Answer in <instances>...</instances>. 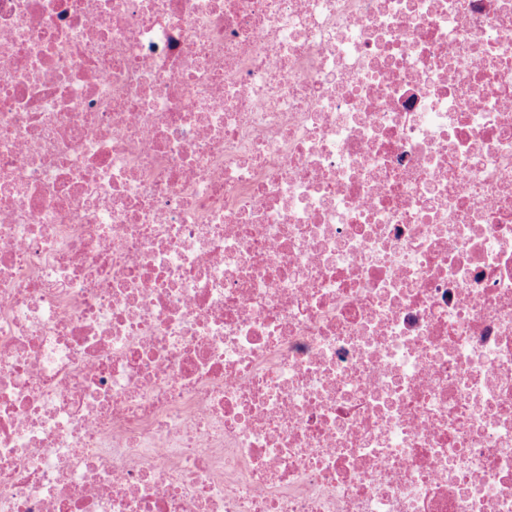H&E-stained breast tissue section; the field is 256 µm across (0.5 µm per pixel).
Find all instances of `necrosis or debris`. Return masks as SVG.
Instances as JSON below:
<instances>
[{
	"label": "necrosis or debris",
	"instance_id": "necrosis-or-debris-1",
	"mask_svg": "<svg viewBox=\"0 0 512 512\" xmlns=\"http://www.w3.org/2000/svg\"><path fill=\"white\" fill-rule=\"evenodd\" d=\"M0 512H512V0H0Z\"/></svg>",
	"mask_w": 512,
	"mask_h": 512
}]
</instances>
